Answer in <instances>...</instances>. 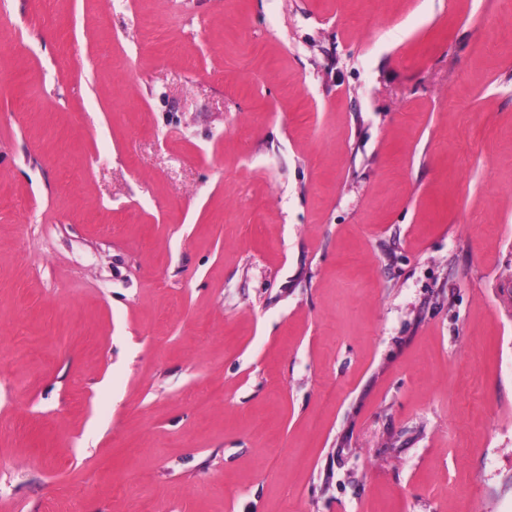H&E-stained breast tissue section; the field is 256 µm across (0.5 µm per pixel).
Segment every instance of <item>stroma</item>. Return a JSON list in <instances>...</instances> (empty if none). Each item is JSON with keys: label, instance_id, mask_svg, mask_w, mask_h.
Wrapping results in <instances>:
<instances>
[{"label": "stroma", "instance_id": "stroma-1", "mask_svg": "<svg viewBox=\"0 0 512 512\" xmlns=\"http://www.w3.org/2000/svg\"><path fill=\"white\" fill-rule=\"evenodd\" d=\"M0 512H512V0H0Z\"/></svg>", "mask_w": 512, "mask_h": 512}]
</instances>
